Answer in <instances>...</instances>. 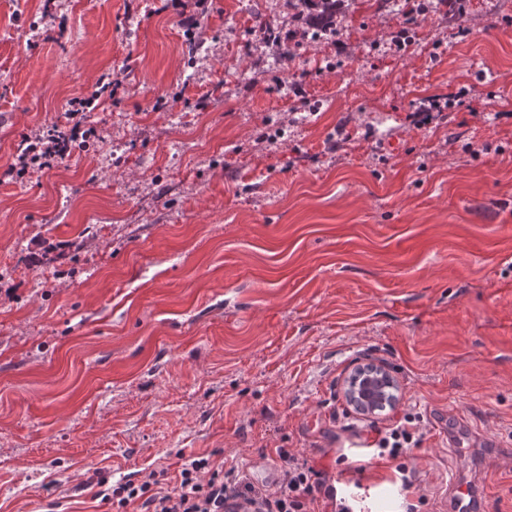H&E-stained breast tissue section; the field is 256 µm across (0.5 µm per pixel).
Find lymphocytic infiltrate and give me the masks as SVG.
Here are the masks:
<instances>
[{"instance_id": "1", "label": "lymphocytic infiltrate", "mask_w": 512, "mask_h": 512, "mask_svg": "<svg viewBox=\"0 0 512 512\" xmlns=\"http://www.w3.org/2000/svg\"><path fill=\"white\" fill-rule=\"evenodd\" d=\"M420 422V416L410 412L391 418L386 427L377 430L372 442L380 459L394 463L406 489L412 487L413 481L406 474L404 459L422 443ZM278 456L284 479L272 491L256 490L239 471L224 469L200 456L182 465L173 489H159L152 476L138 484L128 482L113 488L112 507L114 512H128L134 504L139 512H225L228 502L234 501L254 504L256 512H316L314 466L308 459L284 449L279 450Z\"/></svg>"}]
</instances>
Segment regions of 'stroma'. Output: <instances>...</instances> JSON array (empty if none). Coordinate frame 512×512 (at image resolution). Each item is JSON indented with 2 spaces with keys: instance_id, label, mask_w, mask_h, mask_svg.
Wrapping results in <instances>:
<instances>
[{
  "instance_id": "1",
  "label": "stroma",
  "mask_w": 512,
  "mask_h": 512,
  "mask_svg": "<svg viewBox=\"0 0 512 512\" xmlns=\"http://www.w3.org/2000/svg\"><path fill=\"white\" fill-rule=\"evenodd\" d=\"M402 7L325 39L306 0H0V171L79 132L0 181V512L199 455L272 490L281 448L356 512H451L455 478L512 512V0H426L399 49ZM368 363L422 417L416 492L346 428ZM68 141L69 138L66 134L58 132L57 135H51L47 142L39 139L36 144L29 145L26 152L18 159L19 164H22L20 170H24L28 166V160L31 163H36L43 159L38 164L39 169L53 167L58 159L65 156Z\"/></svg>"
}]
</instances>
